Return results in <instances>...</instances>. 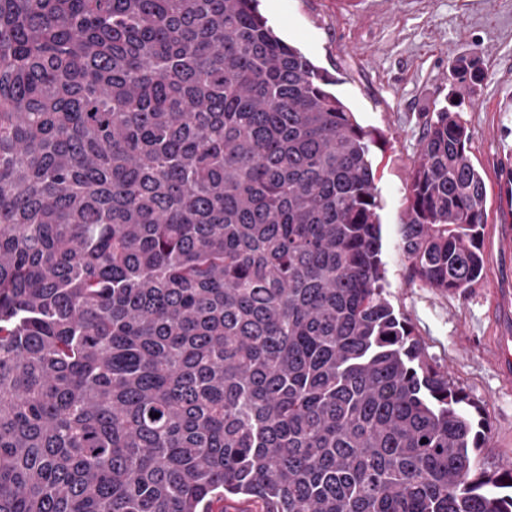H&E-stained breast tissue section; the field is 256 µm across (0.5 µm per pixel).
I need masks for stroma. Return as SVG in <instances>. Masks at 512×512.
I'll use <instances>...</instances> for the list:
<instances>
[{"label": "stroma", "instance_id": "stroma-1", "mask_svg": "<svg viewBox=\"0 0 512 512\" xmlns=\"http://www.w3.org/2000/svg\"><path fill=\"white\" fill-rule=\"evenodd\" d=\"M259 10L334 78L331 92L371 134L383 295L434 362L481 401L490 433L474 470L512 465V390L496 368L498 338L512 328V0H259ZM463 59L478 83L452 82ZM444 106L467 127L487 192L483 276L462 294L413 279L400 248L408 173L426 122Z\"/></svg>", "mask_w": 512, "mask_h": 512}]
</instances>
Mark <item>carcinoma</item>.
Wrapping results in <instances>:
<instances>
[{
  "instance_id": "1",
  "label": "carcinoma",
  "mask_w": 512,
  "mask_h": 512,
  "mask_svg": "<svg viewBox=\"0 0 512 512\" xmlns=\"http://www.w3.org/2000/svg\"><path fill=\"white\" fill-rule=\"evenodd\" d=\"M258 0H0V512H512L383 296L371 139ZM436 112L413 276L484 269Z\"/></svg>"
}]
</instances>
